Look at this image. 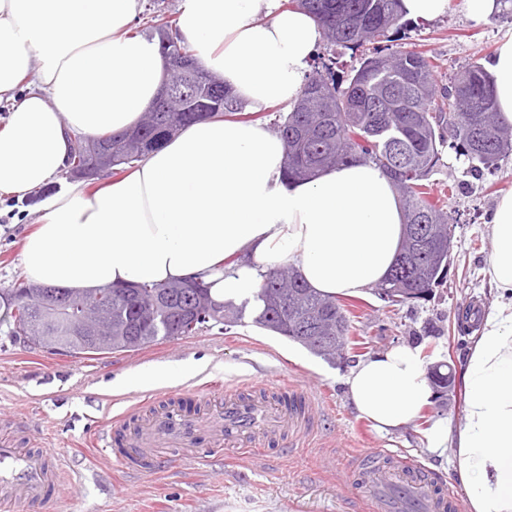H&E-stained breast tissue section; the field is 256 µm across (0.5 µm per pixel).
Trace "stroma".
Masks as SVG:
<instances>
[{"mask_svg": "<svg viewBox=\"0 0 512 512\" xmlns=\"http://www.w3.org/2000/svg\"><path fill=\"white\" fill-rule=\"evenodd\" d=\"M512 13L496 10L484 22L459 7L434 20H412L406 48L422 50L438 67L441 85L459 79L465 63H488ZM431 175L436 196L452 215L448 276L429 300L391 306L373 291L351 297L355 334L367 354L400 344L419 346L425 366L447 363L460 372L471 344L453 331L463 306L489 304L484 270L492 250L491 218L499 196L512 191V155L497 167L465 172L453 151ZM36 203L0 200V289L23 276L21 242L38 217ZM170 364L196 367L171 384L146 372ZM346 367L330 365L302 346L255 326L251 318L227 333L202 332L125 353L71 358L23 343L0 348V418L17 421L28 435L45 439L62 462V486L50 512H360L364 491L352 477L362 451L393 453L427 466L439 482L453 479L445 459L429 451L428 426L447 418L450 431L464 422V393L455 386L444 404L421 421L391 433L359 418L346 392ZM263 388L287 383L290 396L310 401L313 427L292 432L280 447L238 458L211 449L206 427L194 433L192 451H166L152 473L114 465L104 448L85 446L106 433L113 413L153 393L178 396L213 378Z\"/></svg>", "mask_w": 512, "mask_h": 512, "instance_id": "stroma-1", "label": "stroma"}]
</instances>
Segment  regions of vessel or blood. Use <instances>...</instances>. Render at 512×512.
<instances>
[{
  "label": "vessel or blood",
  "instance_id": "vessel-or-blood-1",
  "mask_svg": "<svg viewBox=\"0 0 512 512\" xmlns=\"http://www.w3.org/2000/svg\"><path fill=\"white\" fill-rule=\"evenodd\" d=\"M280 386L256 391L245 385L224 386L213 380L193 388L192 396L205 407L221 406L220 417L206 410L190 416V423L206 424L213 447L243 456L287 438L288 428L300 425L307 413L295 410L283 400ZM176 411L165 400L151 395L127 406L113 418L123 432L120 447L111 449L115 462H151L166 445L162 431ZM360 480L369 493L363 512H403L411 504L419 512H457L458 496L437 485L429 469L408 459L391 462L365 461ZM61 483L60 467L46 450L36 449L21 427L0 422V503L26 507L27 512H44Z\"/></svg>",
  "mask_w": 512,
  "mask_h": 512
}]
</instances>
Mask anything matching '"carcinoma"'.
Masks as SVG:
<instances>
[{
    "label": "carcinoma",
    "mask_w": 512,
    "mask_h": 512,
    "mask_svg": "<svg viewBox=\"0 0 512 512\" xmlns=\"http://www.w3.org/2000/svg\"><path fill=\"white\" fill-rule=\"evenodd\" d=\"M310 13L331 46L357 52L369 43L389 39L403 28L400 0H289ZM173 34V49L181 60L194 59V49L180 33L175 18L151 17ZM245 102L224 94L219 112H155L141 114L132 131L78 137L71 143L64 175L71 179L85 170L88 154L97 149L111 159V168L133 169L147 154L162 148L186 125L224 119L245 111ZM286 148V178L308 179L317 172L354 161L378 166L391 180L402 202L405 232L400 253L375 294L394 305L410 303L419 294L432 295L447 276L452 218L431 197L429 178L440 168L442 149L452 143L456 159L472 171L492 167L512 151V124L499 115L494 78L478 62L465 67L453 85L441 88L430 58L413 49L383 52L373 48L359 59L347 77L336 74V58L314 59L301 100L274 123ZM425 225L416 234L412 228ZM70 302L46 307L39 289L18 278L0 290L12 307L3 335L13 342L54 353L85 355L139 350L159 339H180L204 331L220 332L241 322L252 309L254 322L306 348L328 363L336 349L309 340L325 336L318 322L329 320L339 349L354 344L348 309L340 299L315 292L290 264L264 275L253 298L239 304L214 300L204 283L174 281L98 288L90 292L66 289ZM88 301L109 307L112 339L88 348L73 341L82 318L76 304Z\"/></svg>",
    "instance_id": "cac0c4a2"
}]
</instances>
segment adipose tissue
<instances>
[{
	"label": "adipose tissue",
	"instance_id": "1",
	"mask_svg": "<svg viewBox=\"0 0 512 512\" xmlns=\"http://www.w3.org/2000/svg\"><path fill=\"white\" fill-rule=\"evenodd\" d=\"M139 0H0V195L26 197L62 168L73 137L123 133L156 97L167 66L157 39L134 33ZM197 58L248 106L296 104L321 28L279 0H183ZM512 122V33L490 62ZM283 141L258 123L201 121L121 177L43 200L22 245L37 284L92 291L193 278L237 302L262 273L290 263L314 291L374 287L399 250L404 214L390 179L352 162L286 183ZM486 268L493 300L464 358V423L436 420L429 448L452 447L468 512H512V193L497 206ZM377 431L406 427L435 402L418 347L359 360L345 377Z\"/></svg>",
	"mask_w": 512,
	"mask_h": 512
}]
</instances>
